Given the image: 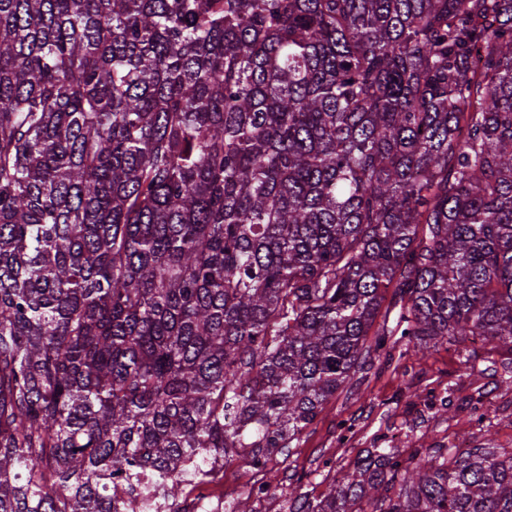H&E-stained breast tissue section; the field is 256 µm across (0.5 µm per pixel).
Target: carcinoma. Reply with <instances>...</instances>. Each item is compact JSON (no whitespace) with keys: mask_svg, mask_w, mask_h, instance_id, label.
Wrapping results in <instances>:
<instances>
[{"mask_svg":"<svg viewBox=\"0 0 512 512\" xmlns=\"http://www.w3.org/2000/svg\"><path fill=\"white\" fill-rule=\"evenodd\" d=\"M369 335L512 347V0H0V512H196ZM399 457L307 512H512Z\"/></svg>","mask_w":512,"mask_h":512,"instance_id":"1","label":"carcinoma"}]
</instances>
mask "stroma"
<instances>
[{
	"label": "stroma",
	"mask_w": 512,
	"mask_h": 512,
	"mask_svg": "<svg viewBox=\"0 0 512 512\" xmlns=\"http://www.w3.org/2000/svg\"><path fill=\"white\" fill-rule=\"evenodd\" d=\"M512 348L489 350L464 340L429 348L424 358L404 342L382 353H362L355 372L293 441L268 464L274 493L296 489L303 501L323 499L335 479L368 449L394 441L403 454L416 448L440 451L512 448ZM485 404L475 419L471 403Z\"/></svg>",
	"instance_id": "1"
}]
</instances>
